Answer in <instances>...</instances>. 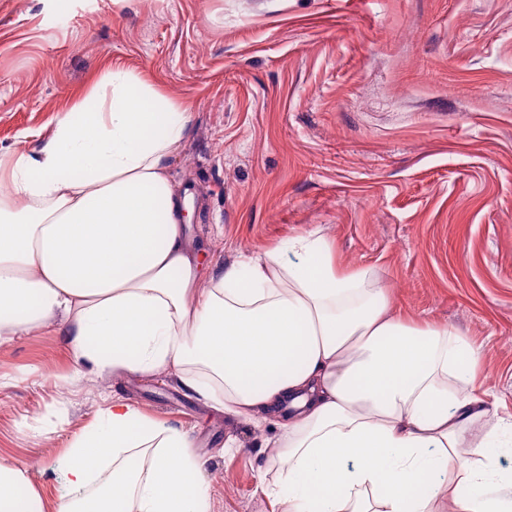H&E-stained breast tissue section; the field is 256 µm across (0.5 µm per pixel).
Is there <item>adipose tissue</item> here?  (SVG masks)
<instances>
[{
    "label": "adipose tissue",
    "mask_w": 512,
    "mask_h": 512,
    "mask_svg": "<svg viewBox=\"0 0 512 512\" xmlns=\"http://www.w3.org/2000/svg\"><path fill=\"white\" fill-rule=\"evenodd\" d=\"M191 116L110 71L32 148L0 154V347L60 324L73 359L145 377L173 370L196 397L255 428L276 424L281 512H512V445L471 391L478 351L448 326L391 313L369 269L326 238L229 265L187 243V194L169 162ZM59 512H210L187 433L107 400L66 445ZM40 492L0 461V512Z\"/></svg>",
    "instance_id": "obj_1"
}]
</instances>
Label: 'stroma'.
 <instances>
[{"label":"stroma","instance_id":"obj_1","mask_svg":"<svg viewBox=\"0 0 512 512\" xmlns=\"http://www.w3.org/2000/svg\"><path fill=\"white\" fill-rule=\"evenodd\" d=\"M0 0V149L48 137L96 76L188 104L169 164L191 242L219 263L332 240L391 308L480 352L473 393L512 416V0ZM186 430L211 512H279L278 436L197 401L175 373L75 367L45 329L0 347V458L57 512L68 438L107 395ZM237 447L223 452L228 438Z\"/></svg>","mask_w":512,"mask_h":512}]
</instances>
